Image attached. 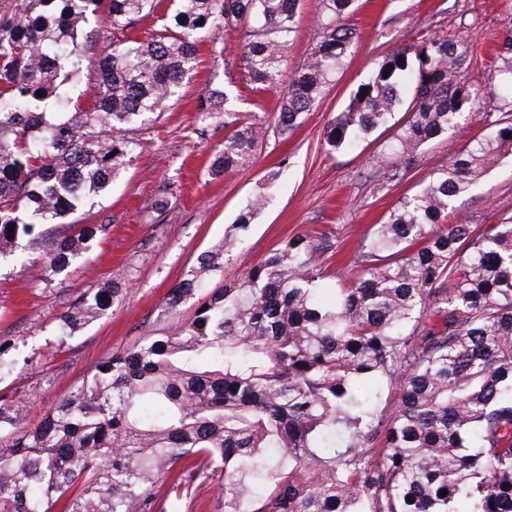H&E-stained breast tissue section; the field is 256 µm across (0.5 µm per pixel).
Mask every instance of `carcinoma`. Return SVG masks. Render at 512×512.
Segmentation results:
<instances>
[{
	"label": "carcinoma",
	"mask_w": 512,
	"mask_h": 512,
	"mask_svg": "<svg viewBox=\"0 0 512 512\" xmlns=\"http://www.w3.org/2000/svg\"><path fill=\"white\" fill-rule=\"evenodd\" d=\"M160 2L108 0L111 49L93 61L78 39L100 0H0V259L26 238L48 281L107 233L41 227L128 170L138 132L178 96L213 32L244 25L246 77L257 89L278 83L301 0H172L157 33L131 37ZM355 3L319 0L317 42L279 101L280 133L302 124L355 47ZM469 54L465 40L420 29L330 120L334 150L395 122L377 164L390 183L430 142L479 116L486 127L363 241L357 281L327 288L324 246L307 235L242 279L224 280V245L205 252L163 309L169 318L194 299L191 321L104 358L36 426L0 400V512H167L202 481L218 484L224 512H512V214L447 223L454 201L512 151V15L493 61L498 115L481 112V92L462 77ZM88 66L92 102L49 111ZM198 112L224 115L213 172L245 164L261 131L239 125L226 91L207 93ZM272 189L235 229H248ZM123 292L108 281L83 297L58 317L59 340ZM387 387L398 400L384 416Z\"/></svg>",
	"instance_id": "obj_1"
}]
</instances>
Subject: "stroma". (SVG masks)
Segmentation results:
<instances>
[{"label": "stroma", "mask_w": 512, "mask_h": 512, "mask_svg": "<svg viewBox=\"0 0 512 512\" xmlns=\"http://www.w3.org/2000/svg\"><path fill=\"white\" fill-rule=\"evenodd\" d=\"M317 11L318 0H303L283 75L297 69L314 46ZM509 11L512 0H358L349 18L359 34L357 44L320 103L286 136L276 130L280 88L255 91L244 77L240 28L223 29L216 40L202 42L197 67L180 98L141 131L126 175L70 216L78 224L108 225V234L49 281L34 276L36 252L28 245L0 261V339L30 360L25 369L0 375V396L12 401L28 422H39L101 359L165 328L160 310L169 291L197 267L202 252L233 236L238 214L271 178L278 189L242 243L226 254L225 279L243 277L272 250L307 232L325 245L321 261L329 284L356 281L361 275L355 261L358 247L441 164L447 143L426 145L403 181L383 183L373 176L374 159L385 153L391 130L377 129L334 151L324 139L328 122L370 76L375 62L409 43L420 28L466 39L471 61L465 78L476 88L495 83L488 61ZM228 87L239 124L262 126L265 134L247 163L215 175L210 165L214 151L224 146V125L218 118L200 122L197 105L209 90ZM169 181L175 184L171 206L159 216L152 202ZM511 213L512 154H507L457 201L449 220L493 224ZM107 280L126 285L122 300L103 318L59 342L58 317Z\"/></svg>", "instance_id": "1"}]
</instances>
